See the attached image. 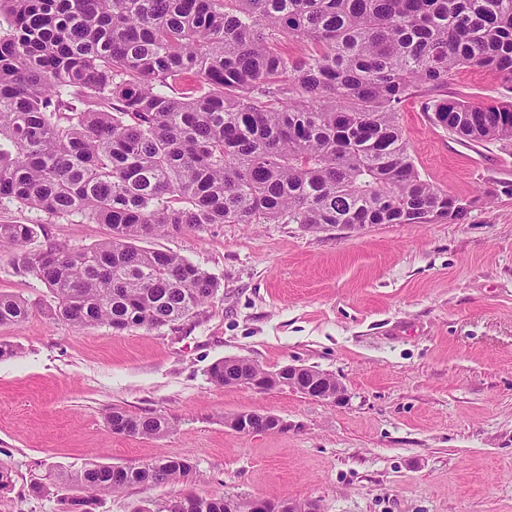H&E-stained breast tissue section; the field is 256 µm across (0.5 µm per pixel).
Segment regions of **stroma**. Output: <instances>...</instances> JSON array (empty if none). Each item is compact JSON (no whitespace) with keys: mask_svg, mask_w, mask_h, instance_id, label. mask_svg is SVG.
Instances as JSON below:
<instances>
[{"mask_svg":"<svg viewBox=\"0 0 512 512\" xmlns=\"http://www.w3.org/2000/svg\"><path fill=\"white\" fill-rule=\"evenodd\" d=\"M447 96L512 92L460 69ZM419 173L471 201L468 219L313 231L299 224H212L142 241L211 274L217 296L192 318L121 334L47 317L53 296L0 248V292L26 299L28 319L0 326L17 345L0 359V462L13 488L0 512H61L86 463L190 459L194 493L240 501L317 502L320 512H512V145L469 143L435 125L424 99L399 110ZM40 222L34 248L89 246L109 227L60 221L16 204L0 224ZM225 357L269 371L313 366L344 389L318 401L289 388H219ZM163 415L169 433H112V408ZM268 413L280 430L224 423ZM54 486L31 493L34 482ZM182 486L135 487L96 512H162Z\"/></svg>","mask_w":512,"mask_h":512,"instance_id":"35a3bbf8","label":"stroma"}]
</instances>
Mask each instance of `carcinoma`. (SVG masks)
I'll use <instances>...</instances> for the list:
<instances>
[{
	"label": "carcinoma",
	"instance_id": "carcinoma-1",
	"mask_svg": "<svg viewBox=\"0 0 512 512\" xmlns=\"http://www.w3.org/2000/svg\"><path fill=\"white\" fill-rule=\"evenodd\" d=\"M284 39L309 50L293 56ZM464 67L512 89V0H0V203L110 226L88 247L30 250L39 224H0V245L45 284L57 320L116 332L196 313L219 283L136 242L209 224H438L471 202L424 180L399 125L409 96ZM426 109L469 141L512 145V102L441 97ZM26 300L0 293V325ZM266 371L221 359L216 387ZM115 434L159 438L162 416L112 408ZM225 424L278 429L263 415ZM185 458L90 464L70 481L102 495L187 485ZM184 498L224 512V498Z\"/></svg>",
	"mask_w": 512,
	"mask_h": 512
}]
</instances>
